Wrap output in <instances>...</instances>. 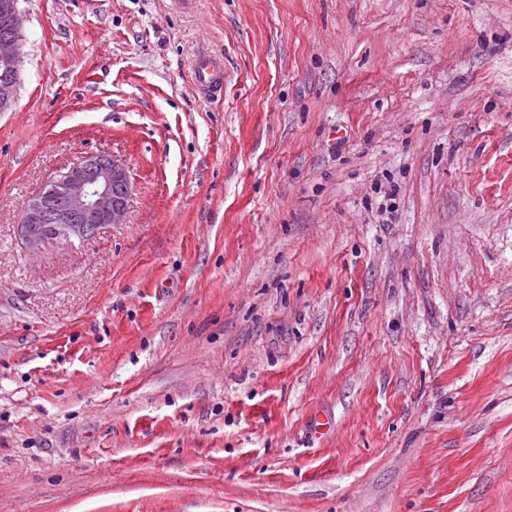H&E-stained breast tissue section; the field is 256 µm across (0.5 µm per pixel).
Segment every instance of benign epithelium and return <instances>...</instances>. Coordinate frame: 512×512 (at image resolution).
Segmentation results:
<instances>
[{
  "mask_svg": "<svg viewBox=\"0 0 512 512\" xmlns=\"http://www.w3.org/2000/svg\"><path fill=\"white\" fill-rule=\"evenodd\" d=\"M0 20L6 29L0 39V59L18 63L21 19L17 0H0ZM17 82L16 73L0 79V112L12 102ZM134 191V180L122 160L88 155L60 169L37 195L23 202L21 237L33 252L51 241L84 240L103 225L124 223Z\"/></svg>",
  "mask_w": 512,
  "mask_h": 512,
  "instance_id": "obj_1",
  "label": "benign epithelium"
}]
</instances>
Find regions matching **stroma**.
<instances>
[{
  "instance_id": "obj_1",
  "label": "stroma",
  "mask_w": 512,
  "mask_h": 512,
  "mask_svg": "<svg viewBox=\"0 0 512 512\" xmlns=\"http://www.w3.org/2000/svg\"><path fill=\"white\" fill-rule=\"evenodd\" d=\"M18 8L0 512H512V0ZM90 154L125 223L30 253ZM196 83L198 90L207 98L222 96L224 89V68L221 59L201 55L196 64Z\"/></svg>"
}]
</instances>
